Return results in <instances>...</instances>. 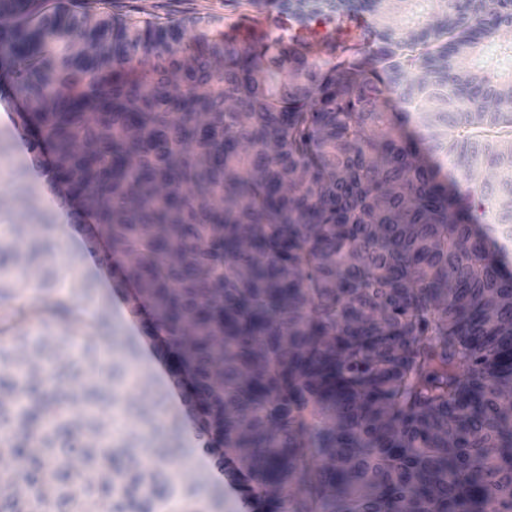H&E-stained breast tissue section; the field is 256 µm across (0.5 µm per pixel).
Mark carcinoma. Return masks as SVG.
I'll return each instance as SVG.
<instances>
[{
    "instance_id": "1",
    "label": "carcinoma",
    "mask_w": 512,
    "mask_h": 512,
    "mask_svg": "<svg viewBox=\"0 0 512 512\" xmlns=\"http://www.w3.org/2000/svg\"><path fill=\"white\" fill-rule=\"evenodd\" d=\"M216 12L141 23L108 0L63 10L0 0V72L30 109L29 156L12 162L24 253L0 249V512L96 499L155 512L190 456L179 413L151 407L106 440L74 368L46 383L38 322L92 326L34 262L52 220L26 181L46 148L63 199L108 228L146 306V331L192 379L208 447L233 457L267 512H512V272L491 234L512 226V71L481 50L512 29V0H431L430 20L392 15L422 0H232ZM269 8L320 41L238 34ZM414 113L394 121L386 94ZM451 159L445 183L435 160ZM494 222L476 229L472 206ZM25 271L37 292L3 283ZM191 348L173 353L187 325ZM112 344V401L130 341ZM154 448L146 468L136 448ZM97 470L68 481L62 453ZM50 487L55 499L43 502ZM188 512H224V488L186 484Z\"/></svg>"
}]
</instances>
